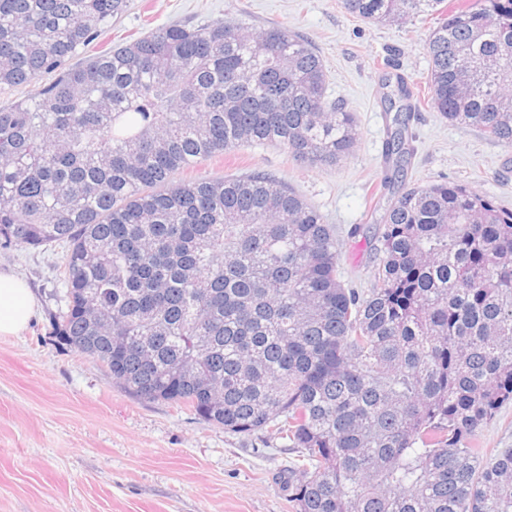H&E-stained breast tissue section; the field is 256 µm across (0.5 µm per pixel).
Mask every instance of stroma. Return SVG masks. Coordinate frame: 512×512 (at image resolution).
Listing matches in <instances>:
<instances>
[{
    "instance_id": "1",
    "label": "stroma",
    "mask_w": 512,
    "mask_h": 512,
    "mask_svg": "<svg viewBox=\"0 0 512 512\" xmlns=\"http://www.w3.org/2000/svg\"><path fill=\"white\" fill-rule=\"evenodd\" d=\"M232 19L260 31L285 27L307 39L327 74L326 95L353 113L358 138L339 164L315 167L276 146L250 145L178 170V181L276 173L338 234L360 228L343 257L342 280L367 287L380 253L372 196L388 206L403 190L457 183L512 210V147L479 129L450 124L429 105L412 112L414 152L388 183L385 147L400 100L386 78L422 82L438 15L401 23L349 13L343 0H127L91 46L98 53L158 28ZM64 248L0 243V269L26 280L37 313L0 336V512H295L288 496L294 450L263 431H224L186 407L144 402L109 370L53 334L65 307Z\"/></svg>"
}]
</instances>
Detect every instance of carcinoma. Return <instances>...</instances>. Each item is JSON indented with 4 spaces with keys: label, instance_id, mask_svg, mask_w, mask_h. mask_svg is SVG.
Listing matches in <instances>:
<instances>
[{
    "label": "carcinoma",
    "instance_id": "carcinoma-1",
    "mask_svg": "<svg viewBox=\"0 0 512 512\" xmlns=\"http://www.w3.org/2000/svg\"><path fill=\"white\" fill-rule=\"evenodd\" d=\"M428 9V101L512 146V0H345ZM127 0H0V238L62 245L53 334L131 394L296 449V512H512V448L479 429L512 402V211L463 184L402 192L364 290L345 241L264 172L173 182L270 143L310 166L358 136L319 53L283 27L158 28L85 52Z\"/></svg>",
    "mask_w": 512,
    "mask_h": 512
}]
</instances>
